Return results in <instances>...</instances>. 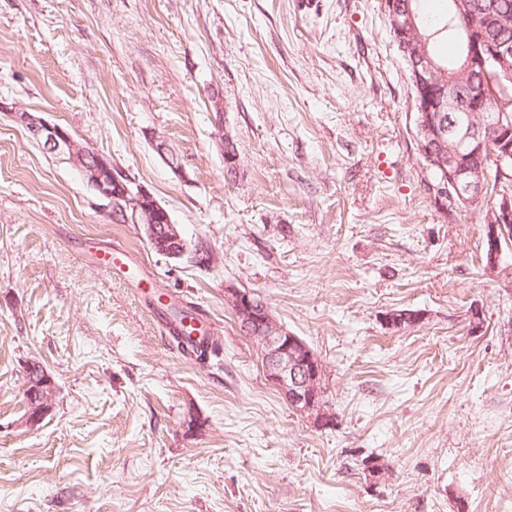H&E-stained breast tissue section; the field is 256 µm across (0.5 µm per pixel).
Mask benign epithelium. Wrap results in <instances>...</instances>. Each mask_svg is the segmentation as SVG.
<instances>
[{"label": "benign epithelium", "mask_w": 512, "mask_h": 512, "mask_svg": "<svg viewBox=\"0 0 512 512\" xmlns=\"http://www.w3.org/2000/svg\"><path fill=\"white\" fill-rule=\"evenodd\" d=\"M390 31L406 64L410 99L417 118L414 137L415 160L426 171L437 174L428 193L445 210L470 207L483 201L490 185V172L504 181L512 167V99L501 97L494 85L512 79V20L498 15L496 2L452 0V12L474 16L476 22L461 32L466 55L461 74L443 68L428 49L429 38L421 32L411 0H380ZM481 75L489 84L486 95L498 109L494 141L487 142V123L482 109L461 103L456 95L460 76ZM448 112L458 116L449 121ZM48 153L70 164L89 181L96 195L111 208L112 220L141 225L148 242L163 248V255L180 259L188 251L186 240L170 213L144 185L133 182L107 158L76 140L58 124L22 108L10 113ZM486 224L485 266L499 265L503 244L512 241V191H500L484 218ZM224 304L236 318L240 332L260 350L267 380L276 387L292 409L324 428L331 416L323 402L325 366L302 339L288 332L256 294L228 285ZM388 325L400 329L421 320L418 312L390 311ZM53 378L42 369L37 377L26 375V422L37 424L48 411L54 395Z\"/></svg>", "instance_id": "7a95c632"}]
</instances>
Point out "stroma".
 Listing matches in <instances>:
<instances>
[{
	"instance_id": "1",
	"label": "stroma",
	"mask_w": 512,
	"mask_h": 512,
	"mask_svg": "<svg viewBox=\"0 0 512 512\" xmlns=\"http://www.w3.org/2000/svg\"><path fill=\"white\" fill-rule=\"evenodd\" d=\"M12 106L218 264L114 223ZM412 124L378 0H0V512H512V245L486 268L479 212L435 205ZM88 239L202 314L219 356L178 353ZM228 285L322 359L333 426L265 380ZM402 309L421 321L388 328ZM31 362L55 382L33 426Z\"/></svg>"
}]
</instances>
